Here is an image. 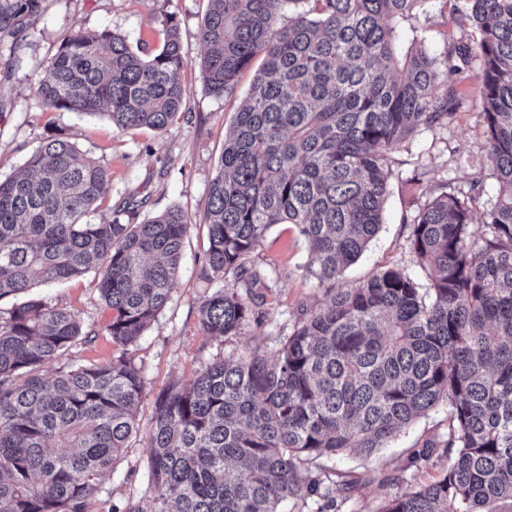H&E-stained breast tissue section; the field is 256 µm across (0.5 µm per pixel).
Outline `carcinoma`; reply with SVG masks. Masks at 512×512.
Returning a JSON list of instances; mask_svg holds the SVG:
<instances>
[{
  "label": "carcinoma",
  "mask_w": 512,
  "mask_h": 512,
  "mask_svg": "<svg viewBox=\"0 0 512 512\" xmlns=\"http://www.w3.org/2000/svg\"><path fill=\"white\" fill-rule=\"evenodd\" d=\"M421 2L208 0L198 31L208 92L231 95L254 58L263 63L209 190L199 278L218 287L200 303V328L229 338L251 322L244 294L263 275L248 260L276 224L298 226L305 272L326 301L279 336L274 355L217 356L163 390L147 431V494L108 512H278L292 498L330 499L335 489L305 465L367 457L440 404L456 449L447 471L378 512H512V0H467L494 200L443 191L419 211L409 247L428 285L383 268L333 288L379 232L390 154L458 106L452 76L471 48L453 42L439 60L400 47ZM38 9L0 0V23ZM162 27L151 49L106 28L65 36L38 106L168 129L186 100L187 60L174 16ZM25 168L0 179V300L17 299L0 308V512H88L138 432L134 347L170 299L189 224L177 207L137 223L133 199L89 220L109 173L60 133ZM90 272L115 353L47 376L95 330L29 291Z\"/></svg>",
  "instance_id": "carcinoma-1"
}]
</instances>
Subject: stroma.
Listing matches in <instances>:
<instances>
[{
  "label": "stroma",
  "mask_w": 512,
  "mask_h": 512,
  "mask_svg": "<svg viewBox=\"0 0 512 512\" xmlns=\"http://www.w3.org/2000/svg\"><path fill=\"white\" fill-rule=\"evenodd\" d=\"M466 6V0H424L410 22L414 37L436 56L453 41L477 43L478 31L464 19ZM206 8L207 0H40L38 12L27 17L19 38L0 36V55L13 53L21 60L20 69L11 72L0 62L1 178L21 172L43 139L62 131L109 170L105 205L115 207L135 199L142 203L144 218L178 207L189 223L170 300L136 346L135 357L145 378L137 418L142 431L102 478L104 490L117 503L139 498L147 489L149 448L144 430L154 416L157 395L171 381H189L217 355L239 357L255 349L275 353L280 332L303 311L319 308L325 300L323 289L303 270L309 256L297 226L277 224L250 258L266 274L258 323L224 341L203 336L200 330L199 305L212 292L198 276L208 247L204 217L209 188L218 172L225 135L252 79L251 73H243L229 97L217 98L205 89L197 67L205 48L197 33ZM169 13L176 16L189 66L182 76L187 89L185 109L167 131H120L101 115L36 107L34 89L47 78L48 64L65 35L107 27L125 35L131 45L144 41L154 46L163 40L162 21ZM453 87L460 104L451 120L420 128L393 152L382 227L359 260L337 278L336 287H351L386 267L402 269L427 283L409 250L413 217L444 189L465 191L476 183L485 197L494 196L497 182L480 116L479 58H470L454 75ZM37 292L95 324L94 341L75 348L73 360L111 358L115 347L106 331L110 312L99 301L89 277L41 286ZM447 438L448 408L441 405L418 417L371 457L339 455L321 460L319 470L335 478L334 506L323 509L312 500L304 509L285 504L284 512H378L385 498L432 483L445 473L453 454L445 446Z\"/></svg>",
  "instance_id": "obj_1"
}]
</instances>
